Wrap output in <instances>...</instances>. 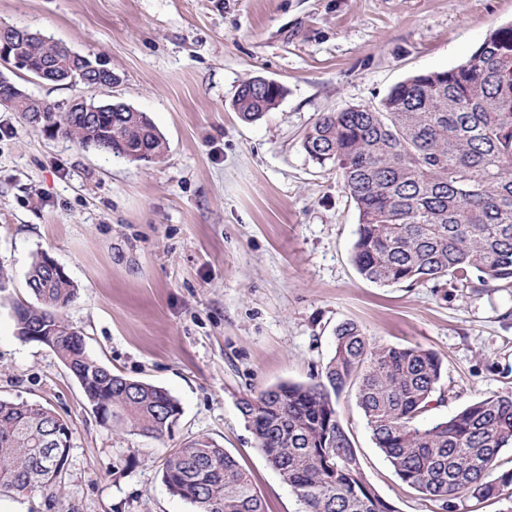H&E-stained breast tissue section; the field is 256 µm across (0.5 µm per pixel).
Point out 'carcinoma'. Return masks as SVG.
<instances>
[{"mask_svg":"<svg viewBox=\"0 0 512 512\" xmlns=\"http://www.w3.org/2000/svg\"><path fill=\"white\" fill-rule=\"evenodd\" d=\"M31 66L52 57L66 78L85 64L53 38L17 43ZM241 85L234 108L253 123L285 94L280 85ZM39 126L81 144L105 139L109 153L166 152L163 135L143 112L82 116L41 101ZM307 155L340 173L358 212L353 262L366 281L417 284L450 277L462 284H512V25L494 30L461 65L419 73L372 107L322 115L303 138ZM33 301L13 305L18 336L44 329L47 346L79 383L91 409L104 408L113 431L161 440L176 425L179 402L165 389L128 379L92 358L68 332L65 311L77 296L69 276L54 274L46 255L28 273ZM443 364L419 346L375 344L357 325L336 328L334 351L317 380L267 388L240 399L239 411L271 467L302 512H397L367 479L362 458L339 419L337 399L356 389L375 447L409 488L445 510L460 498L495 500L512 512V394L463 405L423 423L440 391ZM71 439L58 435L56 413L0 399V495L51 489L68 460ZM162 481L195 512H265L249 474L215 440L198 437L170 453Z\"/></svg>","mask_w":512,"mask_h":512,"instance_id":"cac0c4a2","label":"carcinoma"}]
</instances>
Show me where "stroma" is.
I'll return each instance as SVG.
<instances>
[{
  "label": "stroma",
  "mask_w": 512,
  "mask_h": 512,
  "mask_svg": "<svg viewBox=\"0 0 512 512\" xmlns=\"http://www.w3.org/2000/svg\"><path fill=\"white\" fill-rule=\"evenodd\" d=\"M512 0H0V26L26 27L103 55L109 93L9 73L51 103L109 99L147 113L167 142L132 163L49 136L0 109V397L41 403L73 430L57 485L0 497V512H194L161 481L184 442L217 441L249 472L266 512H300L238 410L280 383H311L338 325L370 341L419 346L443 361L442 403L427 420L512 393V286L443 279L379 286L352 262L358 213L335 169L302 140L324 113L374 106L396 84L463 63ZM282 84L256 122L233 107L254 77ZM78 288L68 308L86 349L114 373L168 390L181 415L157 441L99 422L46 346L22 340L38 254ZM337 409L368 480L396 512H440L375 448L353 391ZM131 463L114 473L117 449Z\"/></svg>",
  "instance_id": "stroma-1"
}]
</instances>
